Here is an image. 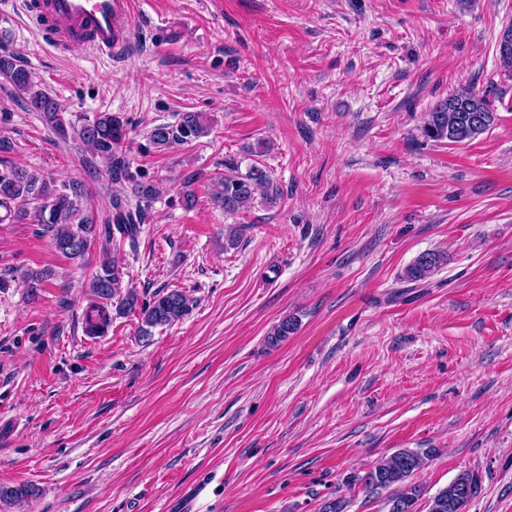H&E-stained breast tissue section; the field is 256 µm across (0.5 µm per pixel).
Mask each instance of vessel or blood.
Wrapping results in <instances>:
<instances>
[{"label": "vessel or blood", "instance_id": "obj_1", "mask_svg": "<svg viewBox=\"0 0 512 512\" xmlns=\"http://www.w3.org/2000/svg\"><path fill=\"white\" fill-rule=\"evenodd\" d=\"M135 0H27L40 40L60 52L119 60L132 44Z\"/></svg>", "mask_w": 512, "mask_h": 512}]
</instances>
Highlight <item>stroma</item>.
Listing matches in <instances>:
<instances>
[{
    "mask_svg": "<svg viewBox=\"0 0 512 512\" xmlns=\"http://www.w3.org/2000/svg\"><path fill=\"white\" fill-rule=\"evenodd\" d=\"M510 21L512 0H138L111 63L43 46L20 0L0 8V52L73 122L121 116L131 173L160 188L136 240L108 245L124 281L192 301L147 335L110 306L87 339L99 245L69 259L42 225L0 224V486L35 489L0 512H387L360 477L402 448L429 456L417 512L464 471L482 478L469 512H512ZM468 87L493 126L425 138ZM186 112L207 135L150 141ZM0 139L1 161L82 184L98 219L131 193L1 80ZM255 162L275 203L224 212L213 179ZM433 251L445 263L407 282ZM286 315L297 332L268 344Z\"/></svg>",
    "mask_w": 512,
    "mask_h": 512,
    "instance_id": "stroma-1",
    "label": "stroma"
}]
</instances>
